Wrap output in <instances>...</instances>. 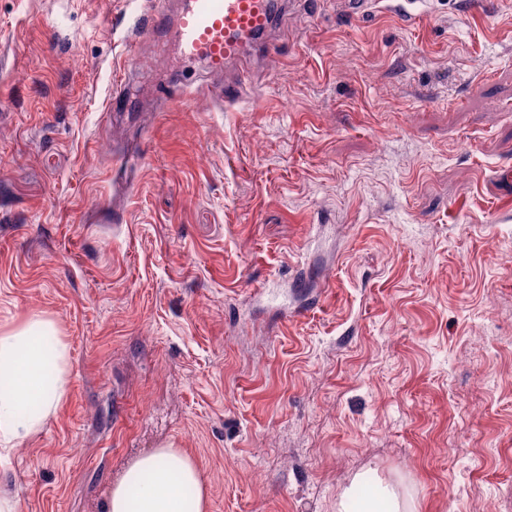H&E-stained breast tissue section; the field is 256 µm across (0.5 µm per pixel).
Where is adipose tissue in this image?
Wrapping results in <instances>:
<instances>
[{
	"mask_svg": "<svg viewBox=\"0 0 512 512\" xmlns=\"http://www.w3.org/2000/svg\"><path fill=\"white\" fill-rule=\"evenodd\" d=\"M66 357L52 320L35 316L0 333L1 441L33 436L61 406ZM108 512H209V501L196 462L168 447L133 462L113 486Z\"/></svg>",
	"mask_w": 512,
	"mask_h": 512,
	"instance_id": "obj_1",
	"label": "adipose tissue"
}]
</instances>
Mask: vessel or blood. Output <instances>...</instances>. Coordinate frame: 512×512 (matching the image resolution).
I'll return each instance as SVG.
<instances>
[{
  "instance_id": "obj_1",
  "label": "vessel or blood",
  "mask_w": 512,
  "mask_h": 512,
  "mask_svg": "<svg viewBox=\"0 0 512 512\" xmlns=\"http://www.w3.org/2000/svg\"><path fill=\"white\" fill-rule=\"evenodd\" d=\"M420 0H337L349 18L362 19L379 4L405 19ZM291 0H156L135 19L137 36L171 44L185 60L203 62L224 76V102L236 104L250 85L248 56L272 62V33L291 9Z\"/></svg>"
}]
</instances>
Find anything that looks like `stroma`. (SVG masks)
<instances>
[{
  "mask_svg": "<svg viewBox=\"0 0 512 512\" xmlns=\"http://www.w3.org/2000/svg\"><path fill=\"white\" fill-rule=\"evenodd\" d=\"M139 8L0 0V331L69 348L0 496L108 512L172 446L209 512H512V0H299L231 107L146 40L126 110ZM387 2L386 7L397 13L403 19H411L415 6L423 0H338L339 9L352 20H360L379 8V4ZM361 512H405L396 492L387 485H377L361 505Z\"/></svg>",
  "mask_w": 512,
  "mask_h": 512,
  "instance_id": "obj_1",
  "label": "stroma"
}]
</instances>
